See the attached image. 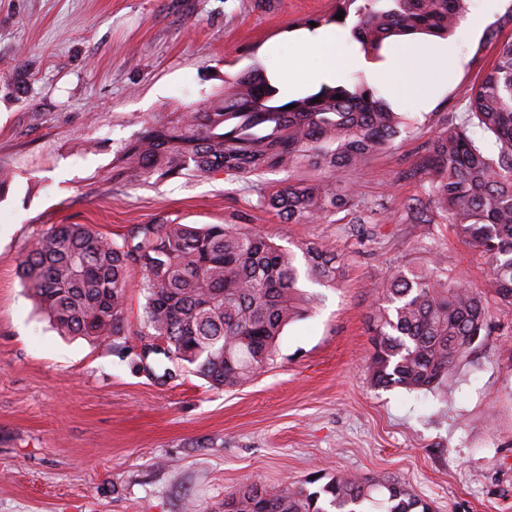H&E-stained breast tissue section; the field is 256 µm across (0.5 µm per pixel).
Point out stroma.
I'll use <instances>...</instances> for the list:
<instances>
[{
  "label": "stroma",
  "mask_w": 512,
  "mask_h": 512,
  "mask_svg": "<svg viewBox=\"0 0 512 512\" xmlns=\"http://www.w3.org/2000/svg\"><path fill=\"white\" fill-rule=\"evenodd\" d=\"M336 0H0V166L13 172L0 200V512H223L224 497L261 482L278 490L321 470L357 478L386 473L434 512H512V309L489 301L486 336L448 391L377 388L365 375L373 351L374 286L401 266L422 267L430 249L443 273L489 286V263L427 198L418 167L429 143L467 115L470 90L512 41V0L488 27L441 40L455 66L417 111L392 100L406 130L355 183L373 213L342 211L325 223H285L257 204V182L224 173L155 185L103 180L121 143L158 113L205 102L227 77L263 66L278 84L288 67L317 71L327 49H302L308 22ZM334 25L351 57L336 81L374 79L383 62L360 52L351 26ZM245 224L283 246L315 242L343 262L335 287L301 281L312 313L285 328L278 355L251 383L214 389L185 370L165 376L164 356L142 359L140 270L125 334L62 336L17 276L26 250L59 224H88L116 239L133 224Z\"/></svg>",
  "instance_id": "1"
}]
</instances>
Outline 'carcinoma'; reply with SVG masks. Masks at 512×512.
Returning a JSON list of instances; mask_svg holds the SVG:
<instances>
[{
	"mask_svg": "<svg viewBox=\"0 0 512 512\" xmlns=\"http://www.w3.org/2000/svg\"><path fill=\"white\" fill-rule=\"evenodd\" d=\"M352 7V38L378 54L397 37L452 36L468 0H336L346 17ZM469 106L465 122L429 145L422 176L459 237L488 259L494 296L512 307V42L471 89ZM406 125L360 76L284 100L258 66L202 105L158 114L115 151L103 179L137 186L220 171L239 178L309 168L312 179L261 186L258 205L289 223H320L344 209L361 222L367 208L353 186L336 185V172L362 167ZM133 267L145 297L140 335L154 337L165 358L217 388L244 386L271 365L283 330L309 309L301 279L332 288L339 272L333 250L322 244L291 249L238 224L159 220L133 224L118 240L86 224H60L33 243L17 274L59 334L105 341L124 334ZM376 292L384 305L373 319L366 363L373 385L448 388L489 327L484 293L448 280L438 260L386 276ZM325 478L314 491L301 485L273 492L250 482L224 497V512H432L398 478Z\"/></svg>",
	"mask_w": 512,
	"mask_h": 512,
	"instance_id": "cac0c4a2",
	"label": "carcinoma"
}]
</instances>
